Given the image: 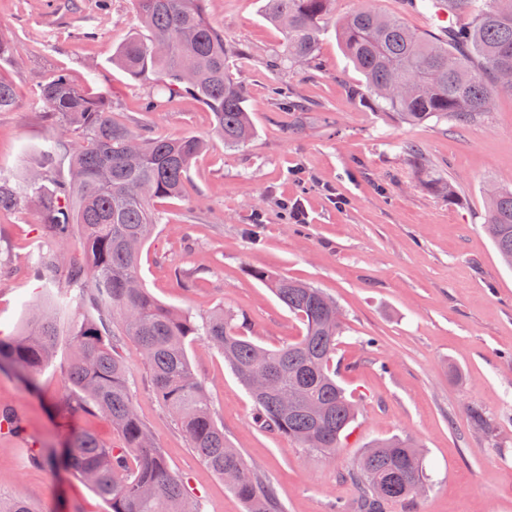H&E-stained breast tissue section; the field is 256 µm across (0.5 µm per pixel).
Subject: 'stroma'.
Wrapping results in <instances>:
<instances>
[{
    "label": "stroma",
    "instance_id": "1",
    "mask_svg": "<svg viewBox=\"0 0 512 512\" xmlns=\"http://www.w3.org/2000/svg\"><path fill=\"white\" fill-rule=\"evenodd\" d=\"M110 3L104 13L98 0H0V34L18 45L15 60L0 61V79L16 96L0 112V174L25 176L56 136L38 94L59 71L105 95L145 135L209 139L184 197L156 205L161 221L141 255L145 287L196 317L220 307L245 317L244 336L268 349L297 339L304 326L249 268L322 288L345 327L332 367L358 406L335 460H324L261 428L221 352L191 341L190 363L230 447L274 486L284 512H358L349 473L369 445L395 436L420 446L429 487L386 512H512V268L483 228L487 187L512 181V95L463 128L437 118L409 125L349 95L363 77L334 27L321 35L315 62L283 65L285 36L266 20L264 0H210L254 127L245 145L227 147L212 139L210 114L193 97L147 111L157 76L132 77L113 61L138 18L131 0ZM360 8L421 32L434 28L403 0L334 2L339 17ZM286 89L299 109L284 108ZM405 142L417 145L426 167L403 153ZM328 185L348 198L345 208L328 199ZM285 198L303 202L307 223L289 220ZM74 249L52 238L35 204L0 212V337L22 330L42 294L33 258L50 251L63 259ZM122 353L138 413L200 512H245L153 394L135 344ZM64 390L59 361L32 387L0 370V409L26 429L22 438L0 432V494L23 496L39 512H109L79 475L30 461L31 450L62 443L52 407Z\"/></svg>",
    "mask_w": 512,
    "mask_h": 512
}]
</instances>
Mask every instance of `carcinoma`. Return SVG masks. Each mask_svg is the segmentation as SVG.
<instances>
[{"label": "carcinoma", "instance_id": "carcinoma-1", "mask_svg": "<svg viewBox=\"0 0 512 512\" xmlns=\"http://www.w3.org/2000/svg\"><path fill=\"white\" fill-rule=\"evenodd\" d=\"M440 1L448 5L449 17L465 19L448 24L441 36L416 33L401 18L371 9L336 22L344 51L364 77L362 85L348 88L353 98L409 124L436 116L464 126L486 115L499 93L512 91V0H409L413 10L432 17ZM208 2L132 0L142 31L127 38L113 63L132 76L158 75L170 97L193 96L211 113L212 134L227 146H240L251 139L253 127L243 87L226 63L224 33L207 17ZM333 4L266 0V19L285 35L286 61L316 58ZM39 98L70 140L56 139L23 185L0 175V210L31 198L52 237L74 238L77 248L65 264L53 253L39 254L36 273L57 294L31 305L23 333L0 340V361L34 376L66 345V384L78 394V408L102 413L124 445L114 448L90 431L67 429L60 454L37 453L32 462L73 470L109 512H199L137 414L130 367L119 352L127 340L140 350L154 392L201 461L220 477L246 469L243 479L229 485L246 512H283L273 486L247 469L240 452L224 440L186 344L197 338L213 344L249 391L257 374L273 377L277 392L253 395L260 426L331 458L357 414L331 368L343 329L336 301L306 281L250 269L305 325L302 336L269 350L242 336L246 322L234 323L222 308L198 319L154 299L140 278L142 248L160 220L154 204L182 195L191 164L208 140L146 136L114 118L106 97L64 72L42 84ZM14 104L13 85L0 80V112ZM60 153L69 157V173L57 177ZM484 230L512 267V189L496 188ZM297 384L304 388L303 405L292 408L283 397ZM352 476L364 490L359 512H384L427 481L416 443L401 437L371 444ZM378 479L389 482L388 495H379ZM0 512L35 510L15 496L0 498Z\"/></svg>", "mask_w": 512, "mask_h": 512}]
</instances>
